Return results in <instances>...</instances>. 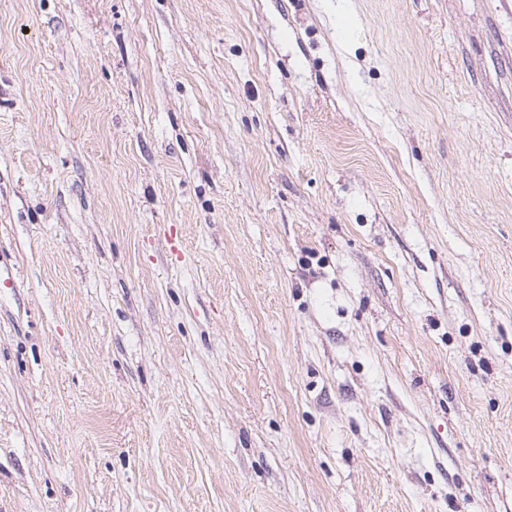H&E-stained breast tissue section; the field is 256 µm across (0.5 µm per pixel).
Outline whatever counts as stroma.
<instances>
[{
    "mask_svg": "<svg viewBox=\"0 0 512 512\" xmlns=\"http://www.w3.org/2000/svg\"><path fill=\"white\" fill-rule=\"evenodd\" d=\"M0 512H512V0H0Z\"/></svg>",
    "mask_w": 512,
    "mask_h": 512,
    "instance_id": "stroma-1",
    "label": "stroma"
}]
</instances>
